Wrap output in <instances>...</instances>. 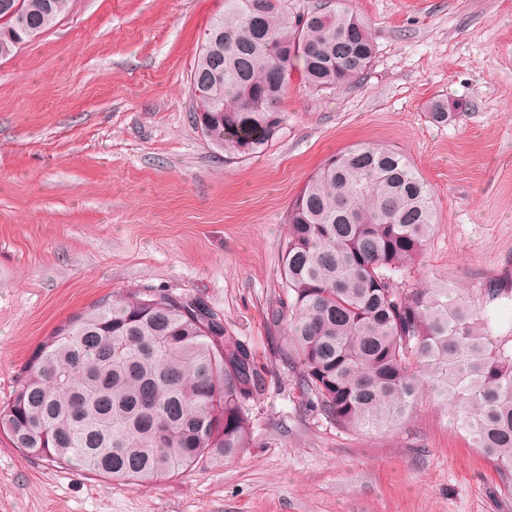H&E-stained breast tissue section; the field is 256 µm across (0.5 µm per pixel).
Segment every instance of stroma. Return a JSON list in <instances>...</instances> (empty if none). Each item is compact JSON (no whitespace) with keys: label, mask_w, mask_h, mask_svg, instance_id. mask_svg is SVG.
<instances>
[{"label":"stroma","mask_w":512,"mask_h":512,"mask_svg":"<svg viewBox=\"0 0 512 512\" xmlns=\"http://www.w3.org/2000/svg\"><path fill=\"white\" fill-rule=\"evenodd\" d=\"M340 3L371 27L370 67L319 92L292 72L282 130L244 157L193 121L190 74L224 0H69L0 60V407L55 329L144 290L203 299L266 376L248 448L150 486L0 432V512H512L449 406L425 399L382 432L310 410L268 320L289 204L360 142L397 149L433 190L407 287L512 289V0H281L290 18ZM434 98L465 112L432 124Z\"/></svg>","instance_id":"obj_1"}]
</instances>
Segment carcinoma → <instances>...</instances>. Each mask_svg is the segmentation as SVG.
Here are the masks:
<instances>
[{"instance_id": "carcinoma-1", "label": "carcinoma", "mask_w": 512, "mask_h": 512, "mask_svg": "<svg viewBox=\"0 0 512 512\" xmlns=\"http://www.w3.org/2000/svg\"><path fill=\"white\" fill-rule=\"evenodd\" d=\"M0 12V59L44 32L68 0H16ZM375 45L346 10L287 19L279 0H224L191 77L193 119L215 149L247 156L281 130L297 67L315 91L359 78ZM462 106L433 99L436 123ZM281 355L301 368L306 404L339 427L387 431L428 396L449 404L512 498V330L474 298L408 288L435 224L430 189L398 151L339 152L288 207ZM200 300L147 290L100 302L32 354L0 409V432L25 452L131 485L177 477L252 440L245 403L265 384L247 344Z\"/></svg>"}]
</instances>
